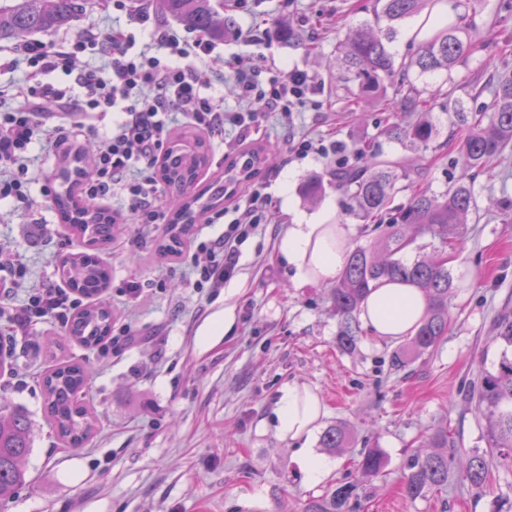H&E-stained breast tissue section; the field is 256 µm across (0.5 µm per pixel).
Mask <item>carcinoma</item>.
Masks as SVG:
<instances>
[{"label":"carcinoma","instance_id":"1","mask_svg":"<svg viewBox=\"0 0 512 512\" xmlns=\"http://www.w3.org/2000/svg\"><path fill=\"white\" fill-rule=\"evenodd\" d=\"M160 12L184 27L221 38L234 25L224 15V0H156ZM378 19L384 27L360 26L353 29L339 47L337 64L342 79L357 87L359 99H371L387 84L400 95L404 112L416 113L409 125L393 122L382 134L417 147H427L435 139L438 128L432 119V98L405 88L397 79L403 64L397 63L389 44L395 24L426 14L431 16L442 0H381ZM97 5V0H0V40H19L28 35L60 29ZM480 32L461 15L442 22L437 30L426 34L419 43L408 67L420 75L449 73L475 50ZM489 109L493 116L483 121L474 113L456 164L460 179L441 194L418 189L409 204L388 215L393 193L417 186L424 171L409 169L398 160L385 159L376 153H360L361 166L336 173V178L351 191L357 218L373 224L377 232L369 246L344 245V227L326 225L330 242L343 247V263L336 285L331 288V307L337 319L336 343L352 353L357 348L361 327L358 317L361 305L373 288L385 283H405L420 289L426 299V311L408 341L398 347L390 359L391 369L400 371L418 356L435 350L448 335V299L455 288L448 269L452 248L462 238L469 214L476 209L473 191L466 182L468 172L483 168L512 144V73L497 79ZM267 154L261 148L247 153L242 163H233L226 178L211 183L203 192L191 188L200 171L209 164V149L192 129L183 131L160 166L170 207L169 223L158 240L161 256L179 252L193 232L194 225L207 212L224 206L229 189L249 182L261 173ZM89 165L84 153L63 160L62 180L65 190L53 199L62 222L80 239L85 250L70 253L61 262L64 280L73 292L91 303L73 314L67 325L69 336L85 347L101 344L112 332L111 307L92 298L107 290L110 272L97 251L112 243L124 231L112 215L99 205L76 193ZM311 202L322 194V180L313 176L301 189ZM414 253L408 259V253ZM502 351L491 367H481L473 383L471 400L478 417L485 422L489 452L460 453L449 440L448 431L430 435V451L412 455L404 465L403 489L407 498L416 499L448 486V475L459 473L463 483L477 493L490 489L487 454L491 453L512 464V312L501 313L494 323ZM87 370L78 364H66L44 376L43 386L48 413L60 441L69 448L82 445L92 434L95 423L88 410L77 402L86 387ZM31 423L17 410L7 411L0 403V502L10 498L26 481L23 460L31 451ZM322 447L335 453L349 444L348 427L336 424L321 435ZM386 457L378 448L361 452L358 466L361 478L368 480L382 474ZM355 481L337 483L325 496L309 502L303 512H348L357 499Z\"/></svg>","mask_w":512,"mask_h":512}]
</instances>
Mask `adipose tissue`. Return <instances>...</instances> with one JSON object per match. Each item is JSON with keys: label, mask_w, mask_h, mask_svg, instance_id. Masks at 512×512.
<instances>
[{"label": "adipose tissue", "mask_w": 512, "mask_h": 512, "mask_svg": "<svg viewBox=\"0 0 512 512\" xmlns=\"http://www.w3.org/2000/svg\"><path fill=\"white\" fill-rule=\"evenodd\" d=\"M280 250L289 265L315 264L319 276L333 279L343 262L340 249L331 248L320 224H296L281 241ZM423 293L412 286L385 284L371 291L361 311L366 330L375 338L394 340L413 331L425 311ZM277 429L290 438L309 436L321 414L316 395L297 385L283 386L274 409Z\"/></svg>", "instance_id": "1"}]
</instances>
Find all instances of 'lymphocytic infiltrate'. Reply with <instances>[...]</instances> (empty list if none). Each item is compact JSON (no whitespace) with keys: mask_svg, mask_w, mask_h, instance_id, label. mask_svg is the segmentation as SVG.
Listing matches in <instances>:
<instances>
[{"mask_svg":"<svg viewBox=\"0 0 512 512\" xmlns=\"http://www.w3.org/2000/svg\"><path fill=\"white\" fill-rule=\"evenodd\" d=\"M129 22L126 29L88 31L54 44L34 40L20 47L29 76L15 92L19 105L0 111V202L17 209L31 206L34 145L53 152L77 149L75 130L113 112L117 118L100 138L82 192L99 203L122 191L131 223L156 228L165 221L157 166L169 150L177 121L206 135H225V151L230 154L240 151L270 113L286 116L321 109L308 72L259 65L233 71L235 95L249 106L229 107L214 92L206 62L214 45L207 36L158 28L145 12L130 14ZM87 50L99 52L100 64L76 68L78 53ZM56 71L73 77L79 95L43 82V75ZM48 100L55 102V111H45ZM267 187L264 181L253 183L247 193L225 206L223 234L197 243V251L207 254L208 261L192 270L194 290L223 287L234 276L243 245L263 228ZM73 307L62 289L37 287L30 289L13 321L22 329L48 318L64 324Z\"/></svg>","mask_w":512,"mask_h":512,"instance_id":"lymphocytic-infiltrate-1","label":"lymphocytic infiltrate"}]
</instances>
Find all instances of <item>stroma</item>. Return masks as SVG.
<instances>
[{"instance_id":"obj_1","label":"stroma","mask_w":512,"mask_h":512,"mask_svg":"<svg viewBox=\"0 0 512 512\" xmlns=\"http://www.w3.org/2000/svg\"><path fill=\"white\" fill-rule=\"evenodd\" d=\"M375 0H249L233 10L236 26L218 40L212 67L217 93L236 103L227 75L264 58L274 68L296 66L313 76L324 103L319 112L268 114L252 145L266 147L271 163L268 220L261 235L243 249L236 276L224 288L195 292L188 286L191 263L156 252L157 234L135 224L100 252L111 270L105 295L114 327L131 325L132 341L87 348L73 341L66 325L38 323L26 331L0 317V336L12 339L11 368L0 372V397L28 416L31 452L24 462L27 482L0 502V512H302L341 481L359 480L353 512H512V466L492 459L487 495L448 477L445 490L409 499L402 490L403 466L425 449L429 434L446 428L463 451L485 449L484 426L468 391L481 364L498 359L492 336L502 308L512 307V148L471 178L476 212L449 267L455 292L448 303L450 327L432 352L399 373L389 371L398 341L360 335L353 353L336 346L337 322L329 286L302 277L288 266L280 242L296 217L313 224L347 226L348 243L360 240L354 202L322 158H293L291 139H326L346 147L367 143L384 157L423 165L424 183L441 193L459 175L456 141L473 112L491 101L490 82L512 70V45L496 49L512 33V0H461L485 38L484 45L450 74H404L418 89L440 90L434 111L438 145L417 150L388 140L384 127L414 116L399 112L393 87L371 102L352 104L336 68L338 47L362 23H374ZM291 24L303 43L292 47L277 37L279 23ZM15 43L0 41V110L16 105L12 95L29 72L14 62ZM464 112L448 117V108ZM33 205L0 207V265L21 259L25 276L10 303H23L28 288L63 287L62 259L82 250L41 185L52 179L59 159L35 148ZM321 176L324 192L307 202L301 187ZM140 288L128 298L129 284ZM78 362L89 373L81 398L97 420L81 447H65L47 414L41 377L51 365ZM295 384L321 402L318 431L294 441L278 434L273 408L280 389ZM343 422L349 448L330 456L331 474L319 485L303 476L298 448L324 455L319 433ZM366 448L381 449L384 473L360 480L356 461Z\"/></svg>"}]
</instances>
